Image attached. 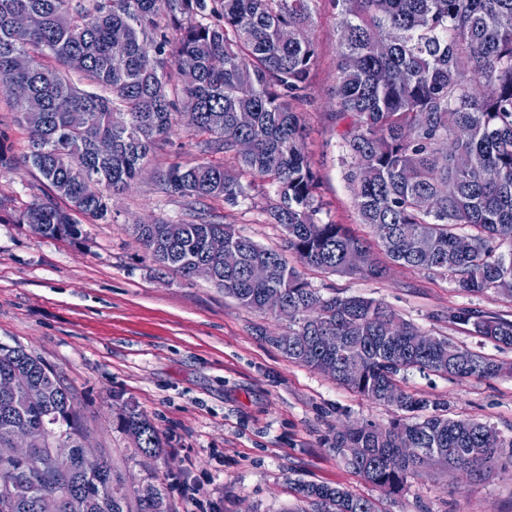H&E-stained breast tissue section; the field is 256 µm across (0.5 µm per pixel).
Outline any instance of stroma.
<instances>
[{"label":"stroma","mask_w":512,"mask_h":512,"mask_svg":"<svg viewBox=\"0 0 512 512\" xmlns=\"http://www.w3.org/2000/svg\"><path fill=\"white\" fill-rule=\"evenodd\" d=\"M338 23L331 0H318L308 31L316 57L296 109L318 176L319 220L370 240L340 162L332 95ZM201 141L186 116L174 113L168 138L140 179L113 196L107 218L83 219L77 240L43 237L16 221L49 189L25 160L28 134L9 87L0 84V150L7 157L0 164V343L22 346L52 367L76 396L93 453L109 459L129 489L156 475L171 512H294L298 481L341 485L380 512H512V461L504 456L470 477L429 467L409 477L400 494L385 495L331 442L344 425L383 427L399 410L291 362L263 338L287 332V322L240 306L206 278L188 281L161 268L143 249L133 225L187 219L185 199L162 190L160 177L173 164L204 159ZM211 158L248 184V195L234 205L204 200L198 210L262 246L281 247L283 230L264 212L274 186L242 172L233 155ZM287 260L323 295L380 300L425 333L512 364V346L448 320L461 307L512 318V298L466 293L449 276L396 264L371 280L302 266L292 254ZM400 386L445 406L449 417L512 434V375L458 381L414 370ZM126 402L160 430V458L139 455L119 426Z\"/></svg>","instance_id":"1"}]
</instances>
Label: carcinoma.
<instances>
[{"mask_svg": "<svg viewBox=\"0 0 512 512\" xmlns=\"http://www.w3.org/2000/svg\"><path fill=\"white\" fill-rule=\"evenodd\" d=\"M317 0H0V80L41 100L42 110L21 114L30 142L28 161L52 195L34 199L19 215L44 237L76 240L77 216L103 218L110 196L125 191L145 169L155 145L171 131L182 103L191 129L207 136L203 151L234 155L242 169L275 185L265 212L285 232L284 250L327 273L382 276L370 243L343 224L322 223L315 196L317 174L309 160L299 101L315 61L310 38L289 40L285 30L308 32ZM341 16L333 98L345 180L360 223L373 228L377 245L393 263L451 276L469 293L512 298V0H331ZM20 13L41 18L20 34ZM31 67L17 72L12 57ZM48 55L55 65L39 57ZM195 81L187 86L184 71ZM78 73L80 88L69 79ZM71 112L85 123L71 127ZM248 112L250 124L237 123ZM468 138L460 150L446 147L455 130ZM252 150L240 154L237 142ZM162 186L182 198H223L233 203L247 187L211 161L175 164ZM69 203L63 209L55 199ZM152 257L190 278L207 263L213 283L241 306L261 310L270 286L284 305L275 318L288 322L285 340L264 339L289 360L315 370L336 367L335 380L373 401L393 403L405 417L388 427L350 425L336 433V453L368 482L399 493L407 478L431 463L472 474L504 452L512 436L485 424L448 418L404 391L397 376L408 369L450 379L489 377L492 360L445 336L424 335L391 307L360 296L325 297L288 265L283 250L264 247L233 225L197 216L135 225ZM473 242L462 253L459 237ZM240 263L224 265L210 242ZM264 263L270 283L250 279ZM479 336L512 345V320L473 308L448 313ZM359 365L357 377L341 365ZM17 375L45 392L41 403L19 388L0 394V439L18 427L32 434V456L0 461V512H38L40 498L56 493L77 501L67 512H168L165 496L148 500L123 488L121 475L103 460L95 474L77 459L86 437L75 394L41 358L20 346L0 344V380ZM431 413L424 414V411ZM138 451L156 457L158 429L129 408L119 417ZM412 439L401 450L402 434ZM294 491L309 512H377L373 501L327 484L299 481Z\"/></svg>", "mask_w": 512, "mask_h": 512, "instance_id": "carcinoma-1", "label": "carcinoma"}]
</instances>
